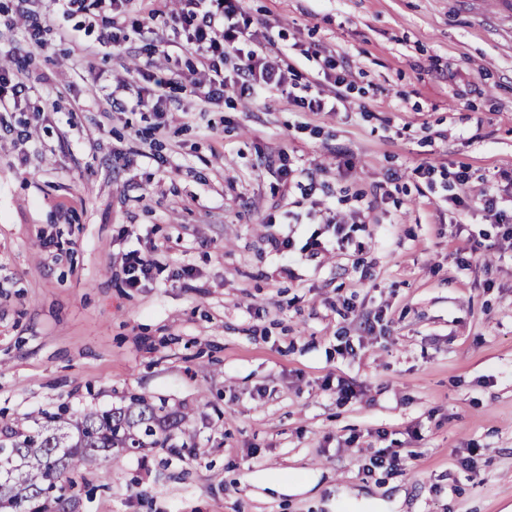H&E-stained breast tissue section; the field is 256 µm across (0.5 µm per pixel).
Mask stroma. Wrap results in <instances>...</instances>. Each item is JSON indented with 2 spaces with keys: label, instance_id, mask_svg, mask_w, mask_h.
Segmentation results:
<instances>
[{
  "label": "stroma",
  "instance_id": "stroma-1",
  "mask_svg": "<svg viewBox=\"0 0 512 512\" xmlns=\"http://www.w3.org/2000/svg\"><path fill=\"white\" fill-rule=\"evenodd\" d=\"M239 7L293 94L175 84L160 118L137 95L197 55L149 0L114 46L109 6L0 0V61L32 85L0 110V419L132 395L180 418L51 512H512V243L476 200L512 196V0ZM339 72L340 111L293 104ZM282 149L295 181L266 162ZM134 249L159 269L128 288ZM384 448L399 465L367 472Z\"/></svg>",
  "mask_w": 512,
  "mask_h": 512
}]
</instances>
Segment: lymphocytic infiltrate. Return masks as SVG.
<instances>
[{
	"instance_id": "obj_1",
	"label": "lymphocytic infiltrate",
	"mask_w": 512,
	"mask_h": 512,
	"mask_svg": "<svg viewBox=\"0 0 512 512\" xmlns=\"http://www.w3.org/2000/svg\"><path fill=\"white\" fill-rule=\"evenodd\" d=\"M170 17L182 28L187 42L196 47L199 65L210 74L208 81L193 79L186 87L199 101H217L229 86L243 98L293 87L294 70L280 54L240 48L245 29L233 0H184L183 7ZM231 56L236 63L228 77L224 64Z\"/></svg>"
}]
</instances>
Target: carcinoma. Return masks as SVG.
Returning a JSON list of instances; mask_svg holds the SVG:
<instances>
[{
    "label": "carcinoma",
    "mask_w": 512,
    "mask_h": 512,
    "mask_svg": "<svg viewBox=\"0 0 512 512\" xmlns=\"http://www.w3.org/2000/svg\"><path fill=\"white\" fill-rule=\"evenodd\" d=\"M175 418H163L144 398L76 417L45 414L35 428L0 430V512H50L77 478L98 470L114 448L164 446Z\"/></svg>",
    "instance_id": "carcinoma-1"
}]
</instances>
